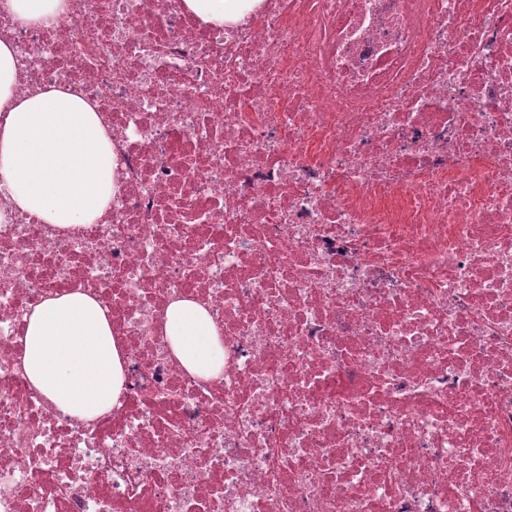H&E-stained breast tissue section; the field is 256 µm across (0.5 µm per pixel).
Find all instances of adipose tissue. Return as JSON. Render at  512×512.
I'll return each instance as SVG.
<instances>
[{
  "label": "adipose tissue",
  "instance_id": "ef3b65f1",
  "mask_svg": "<svg viewBox=\"0 0 512 512\" xmlns=\"http://www.w3.org/2000/svg\"><path fill=\"white\" fill-rule=\"evenodd\" d=\"M15 47L0 41V209L37 216L69 231L91 223L112 201L115 167L108 131L95 107L67 87L18 96ZM170 347L189 372L210 377L224 366V349L206 309L190 300L170 304ZM24 368L58 410L93 420L118 400L121 352L106 308L81 292L46 299L27 319Z\"/></svg>",
  "mask_w": 512,
  "mask_h": 512
}]
</instances>
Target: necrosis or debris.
I'll return each instance as SVG.
<instances>
[{
	"label": "necrosis or debris",
	"instance_id": "obj_1",
	"mask_svg": "<svg viewBox=\"0 0 512 512\" xmlns=\"http://www.w3.org/2000/svg\"><path fill=\"white\" fill-rule=\"evenodd\" d=\"M16 95L92 101L116 167L75 232L0 222V512H512V0H67ZM81 291L124 384L79 422L23 367ZM224 366L188 373L169 304ZM240 0H185L190 11L204 22L224 26V19L236 18L241 9ZM170 347L189 372L210 377L224 366V349L206 309L190 300H176L165 316Z\"/></svg>",
	"mask_w": 512,
	"mask_h": 512
}]
</instances>
